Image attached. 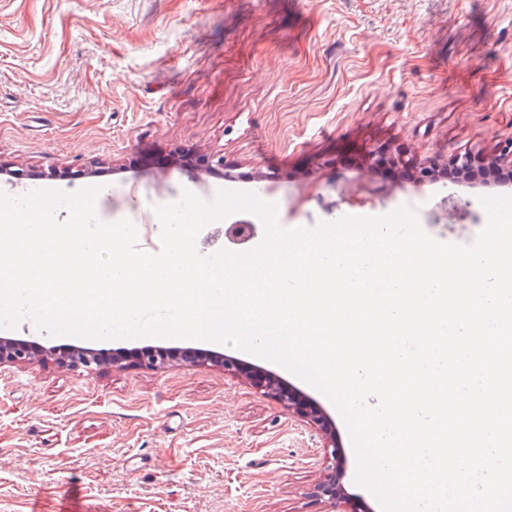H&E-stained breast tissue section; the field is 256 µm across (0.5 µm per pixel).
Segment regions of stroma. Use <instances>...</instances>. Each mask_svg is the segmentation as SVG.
<instances>
[{"instance_id": "obj_1", "label": "stroma", "mask_w": 512, "mask_h": 512, "mask_svg": "<svg viewBox=\"0 0 512 512\" xmlns=\"http://www.w3.org/2000/svg\"><path fill=\"white\" fill-rule=\"evenodd\" d=\"M511 137L512 0H0V191L95 187L105 222L136 204L153 224L183 190L257 181L286 228L411 200L427 233L469 244L480 197L512 183L451 181L448 161H499ZM1 337L43 350L0 365V512H333L315 494L326 435L246 374L179 357L73 371L53 352L69 337L28 320ZM158 344L263 366L313 399L346 491L377 506L319 391L225 345Z\"/></svg>"}]
</instances>
